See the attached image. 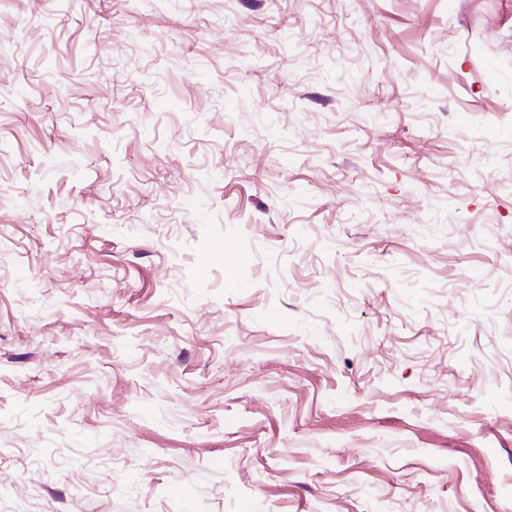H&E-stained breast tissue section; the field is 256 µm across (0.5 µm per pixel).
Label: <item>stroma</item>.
<instances>
[{"mask_svg": "<svg viewBox=\"0 0 512 512\" xmlns=\"http://www.w3.org/2000/svg\"><path fill=\"white\" fill-rule=\"evenodd\" d=\"M0 512H512V0H0Z\"/></svg>", "mask_w": 512, "mask_h": 512, "instance_id": "1", "label": "stroma"}]
</instances>
